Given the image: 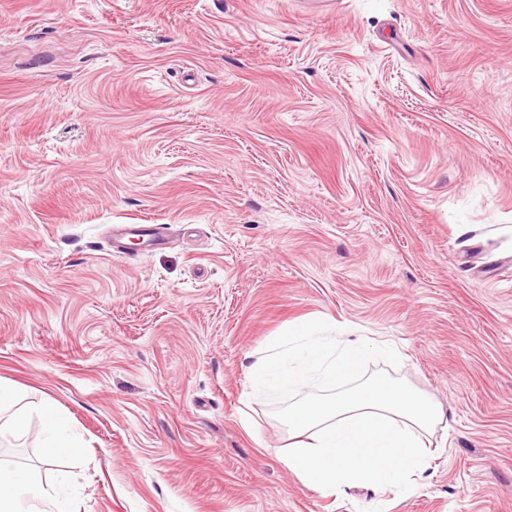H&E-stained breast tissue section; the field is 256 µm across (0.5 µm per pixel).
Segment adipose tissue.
<instances>
[{"mask_svg":"<svg viewBox=\"0 0 512 512\" xmlns=\"http://www.w3.org/2000/svg\"><path fill=\"white\" fill-rule=\"evenodd\" d=\"M391 359L394 347L369 345L362 338L337 341L330 326L300 324L279 337L250 366L251 386L277 394L291 391L300 399L288 411L290 432L302 441L286 464L306 485L327 492L355 482L378 490L409 487L412 476L427 468V434L444 423L437 402L404 383L385 378L363 381L330 398L308 392L312 384L335 385L360 375L369 352ZM38 467L28 469L0 457V512H33L37 502L69 512L56 498L73 478L59 466L76 442L66 415L55 401L44 400Z\"/></svg>","mask_w":512,"mask_h":512,"instance_id":"1","label":"adipose tissue"}]
</instances>
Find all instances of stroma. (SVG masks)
Instances as JSON below:
<instances>
[{
    "label": "stroma",
    "mask_w": 512,
    "mask_h": 512,
    "mask_svg": "<svg viewBox=\"0 0 512 512\" xmlns=\"http://www.w3.org/2000/svg\"><path fill=\"white\" fill-rule=\"evenodd\" d=\"M306 321L442 406L410 491L286 466ZM0 382L78 512H512V0H0ZM113 229L116 240L126 237L141 240L146 246H156L162 244L167 238V228L164 224H154L150 227H144L141 224H119ZM138 237V238H136ZM334 330L326 324L305 323L289 329L250 366L251 386L271 394L299 395L313 383L335 386L338 380L360 375L371 351L387 359L398 355L386 343L371 346L361 337L337 342L331 335Z\"/></svg>",
    "instance_id": "stroma-1"
}]
</instances>
